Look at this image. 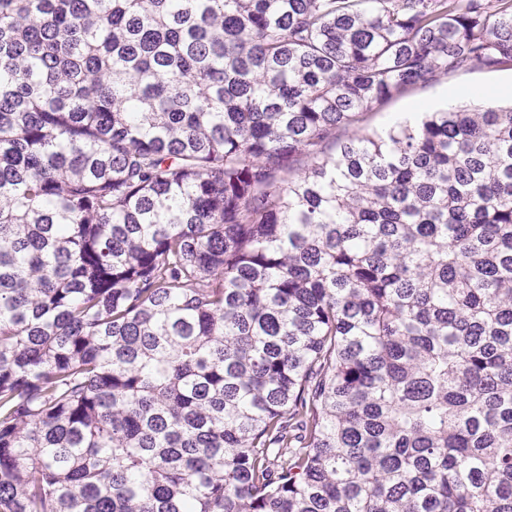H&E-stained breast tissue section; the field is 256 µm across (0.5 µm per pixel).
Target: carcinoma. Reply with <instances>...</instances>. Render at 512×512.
I'll use <instances>...</instances> for the list:
<instances>
[{
	"mask_svg": "<svg viewBox=\"0 0 512 512\" xmlns=\"http://www.w3.org/2000/svg\"><path fill=\"white\" fill-rule=\"evenodd\" d=\"M512 0H0V512H512ZM512 80V70L490 71L483 68H472L448 75L441 81L431 85H418L402 96L397 97L378 110L370 113L367 118V126L370 129L381 131L392 123V116L395 113L406 112L412 102L431 100V107L434 109L446 108L447 104L443 99V92L454 86L475 85L467 91L471 93H486V89L480 85H496Z\"/></svg>",
	"mask_w": 512,
	"mask_h": 512,
	"instance_id": "obj_1",
	"label": "carcinoma"
}]
</instances>
